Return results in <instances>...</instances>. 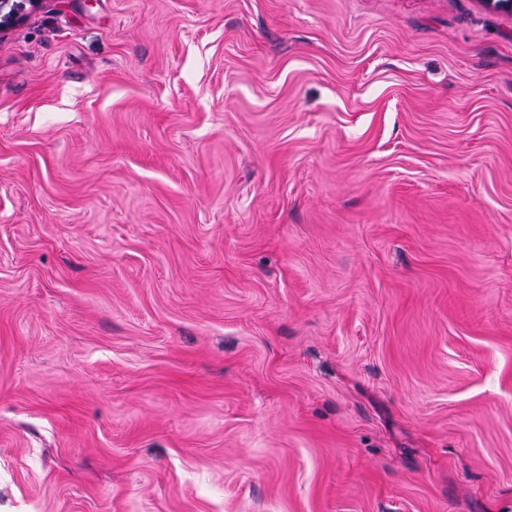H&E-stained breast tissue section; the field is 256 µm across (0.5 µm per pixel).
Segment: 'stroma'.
<instances>
[{
    "instance_id": "stroma-1",
    "label": "stroma",
    "mask_w": 512,
    "mask_h": 512,
    "mask_svg": "<svg viewBox=\"0 0 512 512\" xmlns=\"http://www.w3.org/2000/svg\"><path fill=\"white\" fill-rule=\"evenodd\" d=\"M0 512H512V18L44 0L1 40Z\"/></svg>"
}]
</instances>
